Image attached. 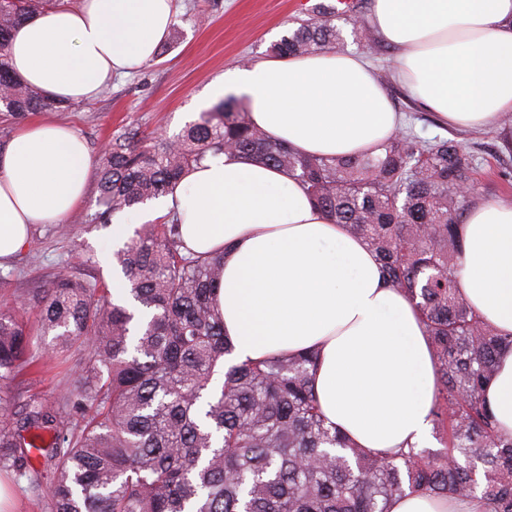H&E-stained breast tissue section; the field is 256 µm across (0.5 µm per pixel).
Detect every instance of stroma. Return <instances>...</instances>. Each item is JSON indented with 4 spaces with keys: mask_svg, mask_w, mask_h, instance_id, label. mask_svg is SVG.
Wrapping results in <instances>:
<instances>
[{
    "mask_svg": "<svg viewBox=\"0 0 512 512\" xmlns=\"http://www.w3.org/2000/svg\"><path fill=\"white\" fill-rule=\"evenodd\" d=\"M315 0H176L178 22L161 44L155 58L127 76H116L99 97L82 104L77 111L55 112L87 143L91 158L114 132L125 126L139 128L142 135L157 131L175 135L198 119L209 84L224 71L268 56L271 44L308 18ZM349 49L362 53L373 68H387V91L397 111L416 113L414 130L420 137H458L465 145L479 143L480 199L512 201V182L498 175L502 143L498 129H456L437 123L435 116L412 101L398 80L397 52L380 39L349 42ZM99 195L97 181H90L85 200L67 217L73 236H59L55 225H37L27 245L12 263L1 268L10 274V288L0 291V307L41 293L61 268L77 277L111 280L113 275L112 231L93 220ZM93 252L96 262L83 264L80 250ZM41 371L34 375L32 391L58 398L70 391L77 380L80 353H73L65 364L34 348Z\"/></svg>",
    "mask_w": 512,
    "mask_h": 512,
    "instance_id": "1",
    "label": "stroma"
}]
</instances>
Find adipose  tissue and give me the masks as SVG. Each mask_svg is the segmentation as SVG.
Returning <instances> with one entry per match:
<instances>
[{
    "label": "adipose tissue",
    "mask_w": 512,
    "mask_h": 512,
    "mask_svg": "<svg viewBox=\"0 0 512 512\" xmlns=\"http://www.w3.org/2000/svg\"><path fill=\"white\" fill-rule=\"evenodd\" d=\"M175 22L174 0L46 7L15 29L9 62L51 99L88 101L152 60ZM371 26L397 48L399 80L443 125L489 128L512 112V0H374ZM210 94L243 99L253 124L310 156L371 151L399 126L369 63L336 48L225 71ZM90 168L85 141L61 123H27L0 145V264L33 226L64 221ZM172 210L191 252L224 257L218 304L229 362L317 351L312 383L327 423L374 451L432 445L435 370L415 305L386 287L372 250L300 182L219 153L145 217ZM462 233L461 291L483 321L512 334V201L471 205ZM485 398L512 433V350L499 356Z\"/></svg>",
    "instance_id": "ef3b65f1"
}]
</instances>
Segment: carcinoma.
Here are the masks:
<instances>
[{
	"mask_svg": "<svg viewBox=\"0 0 512 512\" xmlns=\"http://www.w3.org/2000/svg\"><path fill=\"white\" fill-rule=\"evenodd\" d=\"M48 2L0 0V109L11 115L57 107L7 61L15 27ZM338 16L333 5H315L272 53L339 47ZM210 152L288 171L376 253L387 286L415 301L432 349L430 415L443 451L371 452L328 427L311 384L314 352L226 364L223 257L188 251L168 215L114 253L146 322L112 300L106 281L66 269L33 298L37 326L14 309L0 312V388L33 366L35 336L53 354H82L70 395L29 394L19 413L0 402V470L20 471L39 451L52 478L44 484L36 473L30 485L45 512H388L407 492L512 512V434L485 399L512 336L481 320L460 291L474 151L422 138L409 121L376 156H303L226 100L172 138L146 141L131 128L113 136L94 221L107 226L113 213L168 195Z\"/></svg>",
	"mask_w": 512,
	"mask_h": 512,
	"instance_id": "1",
	"label": "carcinoma"
}]
</instances>
